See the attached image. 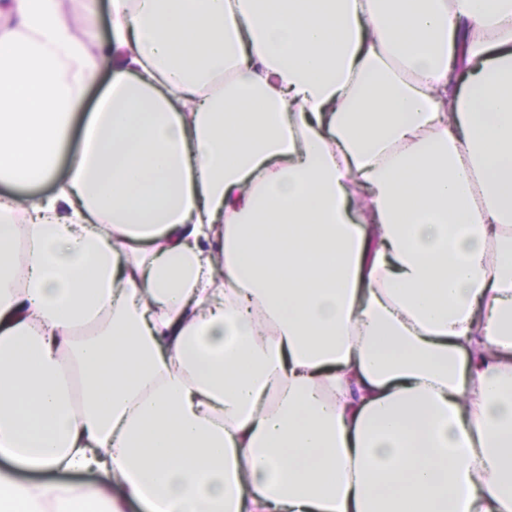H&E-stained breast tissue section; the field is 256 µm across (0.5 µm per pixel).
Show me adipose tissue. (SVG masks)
<instances>
[{"label": "adipose tissue", "instance_id": "ef3b65f1", "mask_svg": "<svg viewBox=\"0 0 512 512\" xmlns=\"http://www.w3.org/2000/svg\"><path fill=\"white\" fill-rule=\"evenodd\" d=\"M14 2L0 512H512V0Z\"/></svg>", "mask_w": 512, "mask_h": 512}]
</instances>
